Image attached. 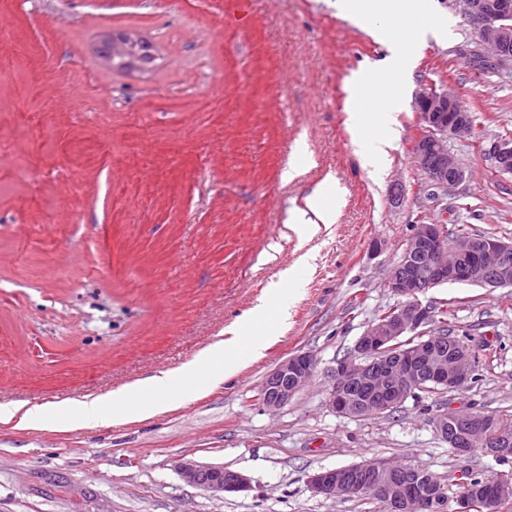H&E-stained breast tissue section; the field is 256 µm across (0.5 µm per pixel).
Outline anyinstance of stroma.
Returning a JSON list of instances; mask_svg holds the SVG:
<instances>
[{
	"label": "stroma",
	"mask_w": 512,
	"mask_h": 512,
	"mask_svg": "<svg viewBox=\"0 0 512 512\" xmlns=\"http://www.w3.org/2000/svg\"><path fill=\"white\" fill-rule=\"evenodd\" d=\"M429 9L447 33L407 62L406 80L376 91L400 129L377 173L361 153L384 115L354 130L347 85L387 57L374 33L389 18L360 27L334 0H0L11 57L0 69V405L95 397L177 369L291 275L287 320L268 316L262 357L244 356L219 386L185 390L150 417L0 422V512H380L307 486L314 472L375 458L453 480L428 399L371 418L328 403L329 368L394 302L386 271L417 218L512 239V175L475 143L453 144L464 183L436 199L423 189L412 158L422 84L465 102L485 143L512 137V73L473 66L462 0ZM109 28L154 42V67L96 63L90 44ZM299 143L308 164L283 181ZM329 176L335 223H290ZM420 301L452 303L479 357L480 380L448 405L512 415V288L445 284ZM299 350L318 361L313 382L267 410L263 378ZM187 460L251 487L211 495L181 477Z\"/></svg>",
	"instance_id": "stroma-1"
}]
</instances>
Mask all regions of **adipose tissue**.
I'll list each match as a JSON object with an SVG mask.
<instances>
[{
    "label": "adipose tissue",
    "instance_id": "adipose-tissue-1",
    "mask_svg": "<svg viewBox=\"0 0 512 512\" xmlns=\"http://www.w3.org/2000/svg\"><path fill=\"white\" fill-rule=\"evenodd\" d=\"M335 7L341 16L357 23L366 22L376 15H390L392 26L379 30L377 37L380 41L401 45L406 49L405 54L387 57L381 67L365 69L354 76L348 109L352 113L353 124L357 125L361 122L362 113L374 108L375 89L387 79L403 76L405 55L417 53L427 36H443L446 25L443 19L428 14L420 29L411 36H403L400 21L411 14L425 11V0H336ZM280 298L279 289H272L268 304L257 308L251 316V332L234 330L232 337L208 346L192 362L179 369L72 404L58 403L25 410L16 405H1L0 421L15 418L20 424L36 426L54 419L74 426L92 420L111 419L120 410L141 415L155 414L176 399L185 382H193L199 389L208 388L238 371L243 352L259 353L264 344L262 320L268 314L270 306L278 304Z\"/></svg>",
    "mask_w": 512,
    "mask_h": 512
}]
</instances>
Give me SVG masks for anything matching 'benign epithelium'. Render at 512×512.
I'll return each instance as SVG.
<instances>
[{
    "label": "benign epithelium",
    "mask_w": 512,
    "mask_h": 512,
    "mask_svg": "<svg viewBox=\"0 0 512 512\" xmlns=\"http://www.w3.org/2000/svg\"><path fill=\"white\" fill-rule=\"evenodd\" d=\"M465 17L474 26L486 52L501 62L512 59V0H463ZM413 109L419 134L413 145V159L426 182L448 190L462 184L466 168L448 148L451 140L475 138L472 117L458 99L432 84L416 93ZM490 155L497 173L512 174V137L494 141ZM447 230L438 223L412 225L401 254L387 272L385 286L398 298L391 317L372 322L354 345L351 356L340 358L330 370L332 389L330 407L344 417L376 416L392 406L404 403L408 395L392 386L403 368L420 365L424 372L417 381L448 387L470 383L471 362L466 355H448L441 346L444 337L428 333L435 310L421 303L427 289L451 283L482 288H500L512 284V239L488 235L480 240L460 237L455 251L448 254ZM398 337L412 344L398 354L399 361L382 352ZM317 359L308 351L296 352L280 361L264 377L260 398L264 407L276 411L287 405L313 379ZM466 418L468 444L480 440L485 453L499 456L509 451L512 436L500 430L491 432L485 421L462 409L445 410L433 420L436 433L448 440V420ZM376 469L381 475L364 485L355 481L345 468L318 471L308 477V488L326 499H349L368 493L386 501L391 512H439L441 507L406 482L407 467H394L384 460ZM179 473L191 484L211 494L237 493L250 488V479L222 465L185 461Z\"/></svg>",
    "instance_id": "7a95c632"
}]
</instances>
